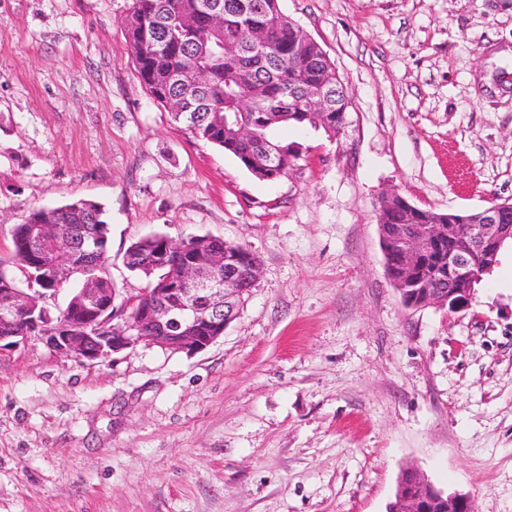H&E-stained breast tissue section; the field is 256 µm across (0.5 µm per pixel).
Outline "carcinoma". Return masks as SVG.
Wrapping results in <instances>:
<instances>
[{"instance_id": "carcinoma-1", "label": "carcinoma", "mask_w": 512, "mask_h": 512, "mask_svg": "<svg viewBox=\"0 0 512 512\" xmlns=\"http://www.w3.org/2000/svg\"><path fill=\"white\" fill-rule=\"evenodd\" d=\"M223 14L224 24L206 31L205 6ZM298 24L271 0H133L124 19V31L136 63L138 77L150 97L167 110L174 122L186 126L202 140L233 155L255 178L263 181L282 176L256 166L251 145L237 141V124L248 126L256 139L274 147L284 167L303 152L296 142L277 140L273 132L285 126H310L333 137L345 124L339 117L326 123L300 103L305 83L336 81V67L316 40L295 38ZM262 33L260 53L253 52L254 34ZM232 41L252 52L254 65L242 71L237 61L224 56V42ZM208 74L199 84L196 74ZM229 122H224V116ZM437 212H406V224H425ZM74 228L89 246H100L98 258L104 270L96 272L100 288H112L109 271V223L104 207L86 199L61 206L32 209L12 225V250L0 258V288H56L53 271L45 264L56 233Z\"/></svg>"}]
</instances>
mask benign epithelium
<instances>
[{
    "label": "benign epithelium",
    "instance_id": "7a95c632",
    "mask_svg": "<svg viewBox=\"0 0 512 512\" xmlns=\"http://www.w3.org/2000/svg\"><path fill=\"white\" fill-rule=\"evenodd\" d=\"M301 102L312 111L334 108L343 113L349 108L339 77L334 87H305ZM413 208L396 192L382 195V212L398 217ZM379 234L384 258L399 260L400 272L390 282L406 304L461 312L471 304L474 283L490 271L501 249L512 241V199L472 212L450 210L441 224H381ZM443 244L448 250L436 255L431 275L448 282L449 288L437 291L421 269L432 248ZM239 257V251L220 237L176 241L165 235L141 269L150 275L156 268L173 266L176 275L142 291L148 296L146 304L136 309L138 297H125L117 288H98L96 279L84 277L83 288L66 302V320L54 315L57 288H1L0 351L26 342L33 331L41 333L40 340L54 351L90 361L139 345L174 353L203 351L238 317L243 297L256 278L258 265L254 264L248 282H243ZM73 260L72 239H59L52 258L54 270L64 277L75 276L79 270ZM218 262L224 265L222 279L214 275ZM388 512H475V508L470 495L439 489L422 472L406 467Z\"/></svg>",
    "mask_w": 512,
    "mask_h": 512
}]
</instances>
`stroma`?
I'll list each match as a JSON object with an SVG mask.
<instances>
[{"instance_id":"stroma-1","label":"stroma","mask_w":512,"mask_h":512,"mask_svg":"<svg viewBox=\"0 0 512 512\" xmlns=\"http://www.w3.org/2000/svg\"><path fill=\"white\" fill-rule=\"evenodd\" d=\"M132 0H0V256L32 209L101 203L110 273L154 232L245 244L240 316L193 355L0 352V512H386L403 465L512 512V249L451 313L406 307L377 223L512 198V0H279L350 101L254 178L141 84Z\"/></svg>"}]
</instances>
